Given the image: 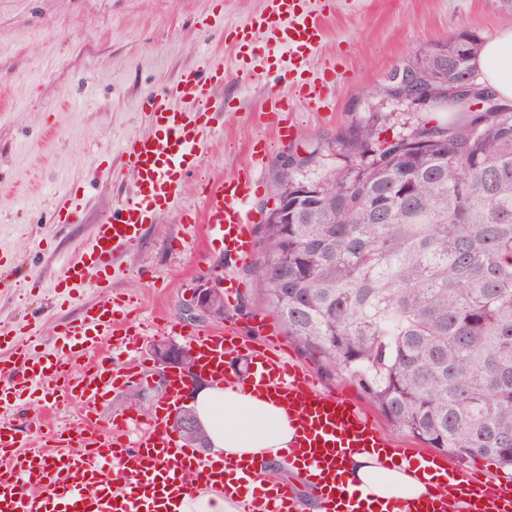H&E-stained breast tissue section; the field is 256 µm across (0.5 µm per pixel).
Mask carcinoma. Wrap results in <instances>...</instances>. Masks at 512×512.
<instances>
[{
    "instance_id": "cac0c4a2",
    "label": "carcinoma",
    "mask_w": 512,
    "mask_h": 512,
    "mask_svg": "<svg viewBox=\"0 0 512 512\" xmlns=\"http://www.w3.org/2000/svg\"><path fill=\"white\" fill-rule=\"evenodd\" d=\"M479 36L424 48L423 91L475 73ZM317 180L279 175L252 267L267 307L328 376L351 380L396 428L512 468V109L343 142Z\"/></svg>"
}]
</instances>
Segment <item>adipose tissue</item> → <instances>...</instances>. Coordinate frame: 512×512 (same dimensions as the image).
<instances>
[{
	"label": "adipose tissue",
	"instance_id": "1",
	"mask_svg": "<svg viewBox=\"0 0 512 512\" xmlns=\"http://www.w3.org/2000/svg\"><path fill=\"white\" fill-rule=\"evenodd\" d=\"M477 67L485 88L499 101L512 102V27L484 42ZM190 404L213 455L278 463L295 437L287 405L248 389L204 386L192 394ZM340 474L346 489L382 502L410 500L425 490L416 467L382 462L366 450L351 453Z\"/></svg>",
	"mask_w": 512,
	"mask_h": 512
}]
</instances>
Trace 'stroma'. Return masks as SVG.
I'll return each instance as SVG.
<instances>
[{
    "instance_id": "35a3bbf8",
    "label": "stroma",
    "mask_w": 512,
    "mask_h": 512,
    "mask_svg": "<svg viewBox=\"0 0 512 512\" xmlns=\"http://www.w3.org/2000/svg\"><path fill=\"white\" fill-rule=\"evenodd\" d=\"M324 37L306 67L321 86L326 106L309 108L283 68L254 62L239 70L234 29L260 14L266 0H0V248L14 255L0 270V328L26 327L29 344L53 346L58 327L97 300L86 288L65 305L54 285L65 275V259L90 243L93 226L133 198L130 173L106 165L131 137L151 133L147 98L173 85L207 56L224 61V84L208 102L214 129L205 137L202 162L183 186L176 209L147 225L130 247L112 291L128 299L135 325L145 328L143 377L112 389L98 411L103 419L135 411L147 414L163 396L170 371L154 348L185 344L186 336L213 328L185 304L201 280L240 284L226 318L248 331L252 318L274 321L251 276V263L237 260L223 241L198 224L181 222V211L202 207L209 180L232 174L246 162L254 143L265 148L257 171L259 188L249 207L264 222L278 175L290 158L307 159L301 176L317 178L341 164L339 141L359 124H375L383 139L431 122L458 120L446 103L414 105L392 98L394 73L429 44L463 30L488 39L512 27L505 0H311ZM279 95L294 125L279 138L261 116L267 98ZM83 203L77 224H53L50 214L70 195ZM321 391H341L373 414L400 448L417 442L393 427L359 388L340 376L322 377ZM76 426L73 406L46 398L16 406L6 417L26 427L40 416Z\"/></svg>"
}]
</instances>
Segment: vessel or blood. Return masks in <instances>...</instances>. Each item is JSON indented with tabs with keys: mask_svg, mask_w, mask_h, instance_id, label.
I'll use <instances>...</instances> for the list:
<instances>
[{
	"mask_svg": "<svg viewBox=\"0 0 512 512\" xmlns=\"http://www.w3.org/2000/svg\"><path fill=\"white\" fill-rule=\"evenodd\" d=\"M306 59L323 38V24L307 9L305 0H267L261 15L235 35L239 59L255 51L253 29ZM224 82V63L205 59L180 75L170 87L152 94L148 106L151 133L122 145L119 154L130 171L135 196L95 224L92 246L68 265L65 290L87 281L86 268H119L123 251L139 242L147 224L175 207L184 180L201 163L198 142L211 116L203 104ZM263 155L252 151L238 172L213 180L204 195V222L221 235L236 257H250L252 213L246 205L255 194L254 173ZM127 302L103 292L76 322L57 333L53 354L33 355L20 344L15 356L0 361V408L20 399L39 400L58 394L78 404L83 420L75 427L48 428L50 445L31 448L25 435L0 420V512H180L184 499L206 486L242 498V512H296L297 484L317 497L322 512H449V491H456L466 512H512V481L488 480L481 467H447L445 455H424L427 471L443 474L416 501L378 506L344 488L340 467L356 448H375L393 461L411 463L407 449L395 447L374 420L342 393H323L313 374L271 352L277 339L267 323L256 322L252 344L234 323L188 336L198 373L223 385H248L288 405L296 439L283 454L295 470L297 483L254 482L250 460L201 458L185 445L170 418L188 389V374L171 373L155 409L147 415L131 411L99 424L97 407L110 387L132 382L134 372L113 367L103 356L105 345L126 349L138 345V331L126 325ZM246 358L252 370L241 373L231 358Z\"/></svg>",
	"mask_w": 512,
	"mask_h": 512,
	"instance_id": "obj_1",
	"label": "vessel or blood"
}]
</instances>
